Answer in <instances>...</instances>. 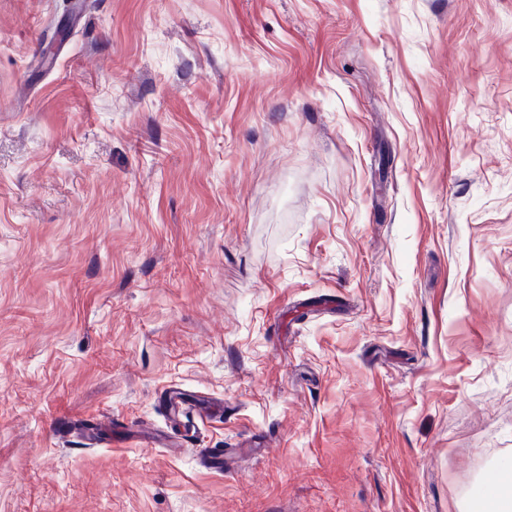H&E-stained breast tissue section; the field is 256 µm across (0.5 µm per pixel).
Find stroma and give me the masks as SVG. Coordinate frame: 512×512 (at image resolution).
I'll list each match as a JSON object with an SVG mask.
<instances>
[{"label":"stroma","instance_id":"stroma-1","mask_svg":"<svg viewBox=\"0 0 512 512\" xmlns=\"http://www.w3.org/2000/svg\"><path fill=\"white\" fill-rule=\"evenodd\" d=\"M108 416L185 450L50 428ZM510 460L512 0H0V512H462Z\"/></svg>","mask_w":512,"mask_h":512}]
</instances>
